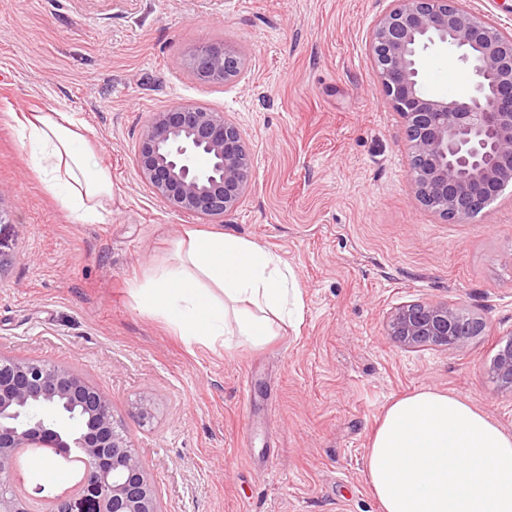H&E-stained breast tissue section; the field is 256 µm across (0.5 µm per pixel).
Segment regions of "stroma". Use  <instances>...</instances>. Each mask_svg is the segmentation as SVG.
<instances>
[{"mask_svg": "<svg viewBox=\"0 0 512 512\" xmlns=\"http://www.w3.org/2000/svg\"><path fill=\"white\" fill-rule=\"evenodd\" d=\"M391 0H0V351L76 368L112 400L161 512H380L364 461L393 400L468 399L512 431V392L486 368L512 336V188L451 224L417 200L401 120L371 69ZM221 42L238 79L182 61ZM432 92L471 91L457 52L421 55ZM192 102L246 134L252 178L218 220L171 209L132 157L153 113ZM63 112L112 175V214L75 224L30 166L17 116ZM252 240L293 268L303 319L272 343L185 344L141 313L133 280L169 262L186 227ZM444 302L483 319L467 348H405L399 307ZM149 399L154 415L135 413ZM45 481L21 458L34 505Z\"/></svg>", "mask_w": 512, "mask_h": 512, "instance_id": "stroma-1", "label": "stroma"}]
</instances>
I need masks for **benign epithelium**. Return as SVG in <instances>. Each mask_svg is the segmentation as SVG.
Returning a JSON list of instances; mask_svg holds the SVG:
<instances>
[{
  "label": "benign epithelium",
  "mask_w": 512,
  "mask_h": 512,
  "mask_svg": "<svg viewBox=\"0 0 512 512\" xmlns=\"http://www.w3.org/2000/svg\"><path fill=\"white\" fill-rule=\"evenodd\" d=\"M460 51L473 93L448 98L426 92L420 53ZM368 59L384 96L400 116L419 202L450 223L479 215L512 186V33L460 0H394L374 25ZM185 64L202 82L223 85L240 58L222 43L197 48ZM134 165L172 209L222 216L251 178L242 130L224 113L174 103L143 124ZM484 322L447 303L400 307L388 335L404 347L463 349ZM512 391V338L487 368ZM25 448L65 457L79 448L92 466L70 495L36 508L15 489L11 473ZM0 512H160L142 459L112 415V400L80 372L47 361L0 354Z\"/></svg>",
  "instance_id": "7a95c632"
}]
</instances>
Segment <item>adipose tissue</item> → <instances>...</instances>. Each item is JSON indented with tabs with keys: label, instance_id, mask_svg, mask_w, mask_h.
<instances>
[{
	"label": "adipose tissue",
	"instance_id": "1",
	"mask_svg": "<svg viewBox=\"0 0 512 512\" xmlns=\"http://www.w3.org/2000/svg\"><path fill=\"white\" fill-rule=\"evenodd\" d=\"M19 141L48 193L74 223L112 214V176L62 112L19 120ZM143 313L189 345L268 344L303 318L295 273L257 243L185 229L167 264L131 283ZM365 473L380 512H512V432L469 400L422 389L390 403Z\"/></svg>",
	"mask_w": 512,
	"mask_h": 512
}]
</instances>
